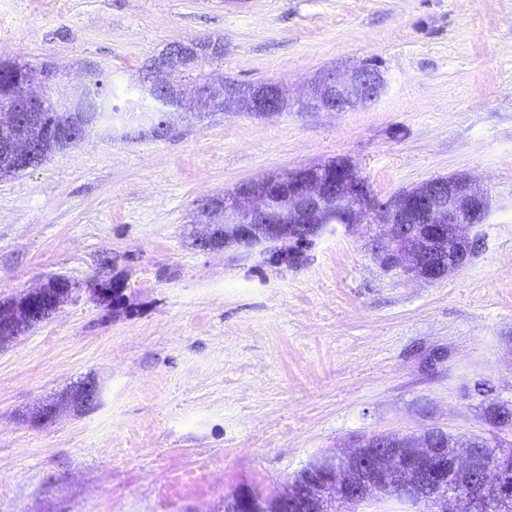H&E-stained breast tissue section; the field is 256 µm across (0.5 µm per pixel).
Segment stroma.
<instances>
[{
	"label": "stroma",
	"mask_w": 512,
	"mask_h": 512,
	"mask_svg": "<svg viewBox=\"0 0 512 512\" xmlns=\"http://www.w3.org/2000/svg\"><path fill=\"white\" fill-rule=\"evenodd\" d=\"M220 40L213 79L279 84L284 112L114 121L0 179V302L52 277L124 283L0 348V512H224L273 498L363 438L431 428L494 437L512 407V0H0V60L85 72L113 106L145 65ZM376 68L372 103L306 108L328 72ZM334 160L377 201L469 176L491 199L467 262L434 283L384 269L379 225L332 224L296 265L202 250L199 203ZM93 381L99 398L39 410ZM485 420L494 428L512 426V408L492 400L485 408Z\"/></svg>",
	"instance_id": "obj_1"
}]
</instances>
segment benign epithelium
<instances>
[{"instance_id": "1", "label": "benign epithelium", "mask_w": 512, "mask_h": 512, "mask_svg": "<svg viewBox=\"0 0 512 512\" xmlns=\"http://www.w3.org/2000/svg\"><path fill=\"white\" fill-rule=\"evenodd\" d=\"M218 41L178 44L172 53L182 64L152 66L146 76L150 91L160 98L175 97L179 107L189 106L199 112L212 109L221 100L220 88L233 95V112H254L270 115L284 110L287 101L284 90L274 83H264L247 89H236L216 82L195 88L190 102L184 103L182 90L161 78V73L181 72L200 63L204 56L221 52ZM54 71H42L27 82L22 92L7 108L10 118L0 123V153L15 160H25L36 152L35 143L10 136L9 129L18 123H32L43 110L42 94L35 87L49 81ZM382 88L381 76L369 67L348 73H329L313 87L310 106L325 112H345L376 100ZM336 180L327 182L307 169H300L283 183L277 177L263 182L246 183L236 193L223 198L201 200V211L209 216L224 212V239H232L245 247L262 246L271 238L294 240V232L308 229L320 234L326 227L329 213L336 211L340 223L359 224L370 219L383 228L377 251L384 265H395L411 280L430 282L425 273V259L436 241L446 237L444 228L452 227L458 241H468L469 230L485 219L489 210L487 195L475 188L465 176L434 179L395 196L389 203H379L355 167L347 161L336 163ZM426 225V234L407 247H399L403 225L409 222ZM110 284L94 281L86 286L75 282L64 283L52 278L34 295L0 303V345L14 339L23 329L49 318L64 302L87 292L96 302L110 296ZM98 390L95 383L82 384L77 393L42 411L44 418L56 416L60 406L69 403L91 406ZM386 468L401 470L411 459H433L443 454L433 446L432 439L418 437L413 447L404 452L384 449ZM361 462L360 479H350L333 461L315 465L288 484L287 491L273 500L257 493H239L224 501V512H323L326 500L339 497L348 504H359L373 492L381 490L387 473L372 470L362 451L353 448L345 454ZM494 457L479 458L466 448L457 449L428 476H417L412 486L404 491L414 502L432 501L439 512H459L460 495L447 487L448 480L458 474L489 472L494 469Z\"/></svg>"}]
</instances>
